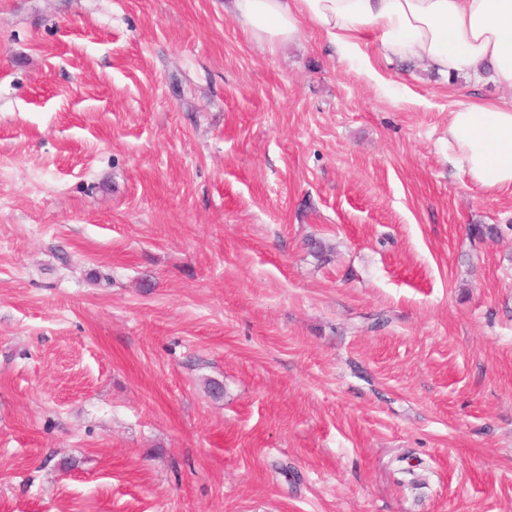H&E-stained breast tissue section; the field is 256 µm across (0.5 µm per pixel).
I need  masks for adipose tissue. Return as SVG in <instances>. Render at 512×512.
<instances>
[{
  "label": "adipose tissue",
  "mask_w": 512,
  "mask_h": 512,
  "mask_svg": "<svg viewBox=\"0 0 512 512\" xmlns=\"http://www.w3.org/2000/svg\"><path fill=\"white\" fill-rule=\"evenodd\" d=\"M243 32L270 48L304 27L330 48L361 55L374 31L385 63H418L445 78L489 74L512 89V0H229ZM459 167L487 189L512 187V105L470 103L448 120Z\"/></svg>",
  "instance_id": "1"
}]
</instances>
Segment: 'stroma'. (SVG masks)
Wrapping results in <instances>:
<instances>
[{
    "label": "stroma",
    "mask_w": 512,
    "mask_h": 512,
    "mask_svg": "<svg viewBox=\"0 0 512 512\" xmlns=\"http://www.w3.org/2000/svg\"><path fill=\"white\" fill-rule=\"evenodd\" d=\"M361 64L0 0V512H512V90ZM448 141L457 164L487 189L512 187V105L470 103L450 112Z\"/></svg>",
    "instance_id": "35a3bbf8"
}]
</instances>
